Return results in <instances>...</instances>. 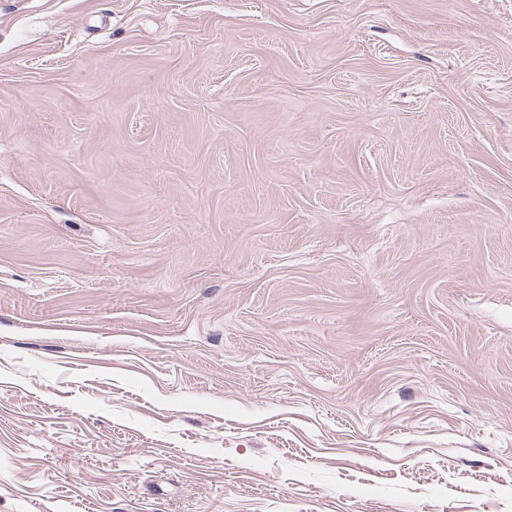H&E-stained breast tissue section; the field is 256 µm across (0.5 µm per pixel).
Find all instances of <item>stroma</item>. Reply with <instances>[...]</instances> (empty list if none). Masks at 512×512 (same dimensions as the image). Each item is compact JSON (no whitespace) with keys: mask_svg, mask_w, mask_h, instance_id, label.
Segmentation results:
<instances>
[{"mask_svg":"<svg viewBox=\"0 0 512 512\" xmlns=\"http://www.w3.org/2000/svg\"><path fill=\"white\" fill-rule=\"evenodd\" d=\"M0 512H512V0H0Z\"/></svg>","mask_w":512,"mask_h":512,"instance_id":"obj_1","label":"stroma"}]
</instances>
